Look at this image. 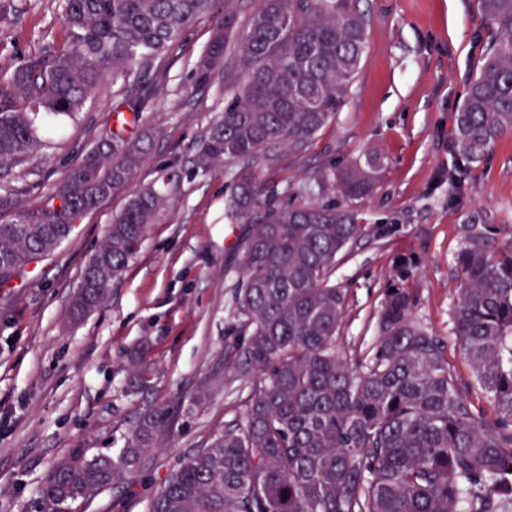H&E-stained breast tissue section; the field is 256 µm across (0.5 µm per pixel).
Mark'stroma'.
<instances>
[{"mask_svg":"<svg viewBox=\"0 0 512 512\" xmlns=\"http://www.w3.org/2000/svg\"><path fill=\"white\" fill-rule=\"evenodd\" d=\"M360 7L369 19L367 48L344 106L301 151H283L276 168L256 173L264 181L297 183L330 161L344 166L379 156L378 186L355 204L367 232L336 269V284L347 292L336 350L353 361L365 356L385 290L407 262L415 316L447 342L451 369L477 403L483 395L453 334V257L473 210L487 215L499 242H512V135L471 171L462 206H449L443 174L451 118L488 31L476 0H361ZM223 14L216 6L159 60V91L139 125L152 138L147 162L86 214L54 255L0 287V512H35L56 461L79 448L119 450L130 420L152 404L168 417L159 448L140 473L78 508L145 512L146 497L178 462L245 409L251 393L245 382L193 401L200 380L224 367L236 284L224 267L241 231L224 221L223 170L193 165L204 131L227 103L222 71L209 86L190 87L191 69ZM63 38L56 0H0V65H19ZM112 102L111 89H104L76 119L64 121L61 133L44 139L40 153L0 178V223L41 206L109 124ZM150 185L167 195L166 211L104 302L71 318L85 264L113 215ZM137 369L149 381L141 393L129 390Z\"/></svg>","mask_w":512,"mask_h":512,"instance_id":"obj_1","label":"stroma"}]
</instances>
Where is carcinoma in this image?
Segmentation results:
<instances>
[{"mask_svg": "<svg viewBox=\"0 0 512 512\" xmlns=\"http://www.w3.org/2000/svg\"><path fill=\"white\" fill-rule=\"evenodd\" d=\"M64 40L0 75L22 98L0 107V177L39 149L36 124L61 130L112 74L121 100L112 126L55 183L43 206L0 224V284L52 254L75 221L142 165L133 131L154 91L156 59L210 14L214 0H59ZM491 30L480 65L452 116L448 201L512 134V0H477ZM368 20L359 0H257L235 37L234 0L194 63L210 83L232 40L224 112L209 125L195 165L228 176L224 218L243 225L226 271L236 274L234 323L224 371L204 378L194 401L246 381L244 414L214 431L173 469L147 512H512V243L487 218H467L453 257L459 274L454 336L495 416L473 404L448 364L447 342L414 320L407 263L386 289L378 336L355 364L336 354L347 293L336 287L340 257L363 233L350 202L369 196L375 155L326 163L298 183L267 184L253 171L301 150L343 107L360 69ZM167 206L146 187L131 196L88 259L72 313L101 304ZM165 413H137L116 454L82 449L55 462L39 490V512H72L129 473L158 447Z\"/></svg>", "mask_w": 512, "mask_h": 512, "instance_id": "carcinoma-1", "label": "carcinoma"}]
</instances>
